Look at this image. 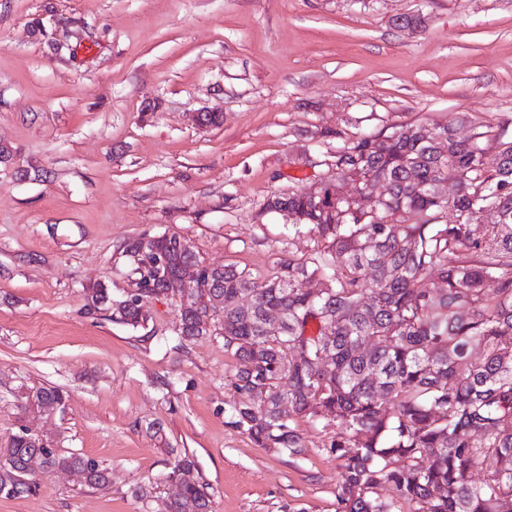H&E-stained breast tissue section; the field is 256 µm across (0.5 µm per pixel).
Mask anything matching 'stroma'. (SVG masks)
<instances>
[{
  "label": "stroma",
  "mask_w": 512,
  "mask_h": 512,
  "mask_svg": "<svg viewBox=\"0 0 512 512\" xmlns=\"http://www.w3.org/2000/svg\"><path fill=\"white\" fill-rule=\"evenodd\" d=\"M413 12L423 31L395 25ZM476 118H512V0H0V465L23 427L111 471L0 512H159L184 454L214 512H334L324 433L292 457L225 424L223 337L179 346L170 301L134 329L89 290L164 232L267 277L313 245L264 205L330 176L323 129ZM42 386L64 405L23 410Z\"/></svg>",
  "instance_id": "35a3bbf8"
}]
</instances>
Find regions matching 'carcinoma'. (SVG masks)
<instances>
[{
	"label": "carcinoma",
	"instance_id": "cac0c4a2",
	"mask_svg": "<svg viewBox=\"0 0 512 512\" xmlns=\"http://www.w3.org/2000/svg\"><path fill=\"white\" fill-rule=\"evenodd\" d=\"M325 134L336 136V180L384 188L376 214L328 189L269 197L266 210L288 211V235L307 233L313 246L266 278L207 265L176 233L148 248L165 258L158 278L132 239L122 257L141 290L100 283L89 309L105 306L137 329L152 301L170 299L185 346L207 334L222 299L224 353L234 361L225 424L295 457L307 448L302 426L330 432L322 448L341 469L335 512H512L509 123L472 121L465 137L448 123ZM441 180L446 201L433 190ZM185 264L198 269L193 288L179 278ZM25 399L53 407L64 394L41 387ZM193 469L186 456L172 463L167 479L181 490L162 512H212L206 487L184 479ZM57 471L79 472L96 489L111 481L95 459L21 431L0 468V495L27 494Z\"/></svg>",
	"mask_w": 512,
	"mask_h": 512
}]
</instances>
